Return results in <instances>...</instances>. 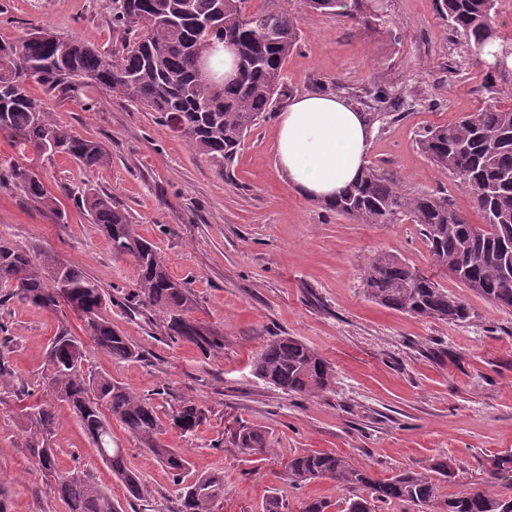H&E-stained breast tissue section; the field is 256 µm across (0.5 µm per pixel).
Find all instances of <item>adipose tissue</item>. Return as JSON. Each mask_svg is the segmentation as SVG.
Returning a JSON list of instances; mask_svg holds the SVG:
<instances>
[{"instance_id": "obj_1", "label": "adipose tissue", "mask_w": 512, "mask_h": 512, "mask_svg": "<svg viewBox=\"0 0 512 512\" xmlns=\"http://www.w3.org/2000/svg\"><path fill=\"white\" fill-rule=\"evenodd\" d=\"M277 162L306 198L329 200L353 182L365 166L370 128L348 99L311 93L280 113Z\"/></svg>"}]
</instances>
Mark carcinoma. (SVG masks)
<instances>
[{"mask_svg":"<svg viewBox=\"0 0 512 512\" xmlns=\"http://www.w3.org/2000/svg\"><path fill=\"white\" fill-rule=\"evenodd\" d=\"M112 28L122 34L110 51L64 36L50 26H35L14 43H0V133L14 139L21 154L64 155L85 169L109 166L111 158L99 142L84 138L52 118L31 96L34 83L47 92L77 94L95 87L155 112L158 119L219 168L230 165L249 133L273 111L282 85L283 66L299 38L297 18L285 0H111ZM448 31L462 48V64L480 67V88L488 103L455 123L424 132L419 148L437 169L452 175L469 192L484 223L471 224L432 192H409L379 170L366 166L358 179L322 206L359 224L420 226L433 265L503 310H512V278L502 258L512 254V38L499 29L500 0H437ZM307 8L366 24L384 13L377 0H304ZM233 38L245 66L240 76L225 81L206 78L193 46L224 44ZM374 111L364 114L368 125L389 116L390 93L372 94ZM4 176L33 202L56 205L41 176L23 162H14ZM78 204L92 223L112 241V252L131 260L137 271L132 297L166 317L172 335L202 350L220 344L193 323V299L185 283L173 278L157 247L144 238L130 213L112 195L87 189ZM364 289L379 305L402 313L445 322L470 318L466 302L434 279L390 254H378L364 269ZM0 288L47 311L66 303L79 314L89 339L114 359L139 356L133 340L112 328L103 312L100 286L78 266L52 254L35 260L22 247L0 239ZM80 340L63 328L52 340L44 383L50 400L25 414L27 451L34 463L53 478L52 493L67 512H119L110 491L79 471L61 472L50 438L57 424L56 403L67 404L92 439L102 462L122 482L128 495L141 500L148 493L139 475L128 468L122 449L112 447V424L145 446L170 472L191 471L184 450L171 448L163 436L173 428L197 431L204 412L185 402L162 420L151 399L129 392L101 376L88 379L83 363L68 360V348ZM255 375L286 393L319 394L331 385L333 369L319 353L293 338L264 345L253 362ZM235 445L244 453L268 451L265 433L240 428ZM456 461L433 457L422 470L408 468L384 480L348 456L314 451L288 460V482L302 486L330 480L343 491L359 488L370 497L344 499L340 512H375V503L399 501L427 512L438 499L440 485L455 477ZM486 483L512 484V454L486 459ZM223 476L196 475L179 489L174 512H214L222 496ZM446 512H512V499L486 488L466 489L444 501Z\"/></svg>","mask_w":512,"mask_h":512,"instance_id":"obj_1","label":"carcinoma"}]
</instances>
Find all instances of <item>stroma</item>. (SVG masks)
I'll use <instances>...</instances> for the list:
<instances>
[{
    "instance_id": "35a3bbf8",
    "label": "stroma",
    "mask_w": 512,
    "mask_h": 512,
    "mask_svg": "<svg viewBox=\"0 0 512 512\" xmlns=\"http://www.w3.org/2000/svg\"><path fill=\"white\" fill-rule=\"evenodd\" d=\"M300 38L283 68L275 115L253 130L223 173L146 111L98 90L92 106L32 86L52 117L110 152L109 166L91 172L67 158L19 155L0 135V173L23 159L59 199L39 208L0 184V236L34 257L50 253L75 263L108 297L105 314L137 344L140 356L120 361L85 340L68 306L38 309L20 297L0 303V352L10 375L0 377V482L11 512H66L26 450L23 413L46 397L47 350L61 329L83 338L87 375H105L151 398L168 413L181 401L205 412L188 436L170 431L168 445L185 449L194 472L224 477L218 512H262L279 497L283 512H301L311 497L345 493L329 481L293 488L289 459L311 451L352 457L378 479L419 469L441 455L456 460L440 500L483 486L489 456L512 452V312L465 288L431 263L418 225L359 224L327 211L288 184L276 159V115L291 99L331 92L355 105L377 88L396 108L375 123L366 163L411 192L447 195L470 223H481L472 196L434 167L417 140L428 129L483 107L475 68L454 69L461 49L435 0H387L386 23L357 25L289 0ZM38 24L111 49L121 35L107 0H0V42H14ZM111 194L139 233L165 256L170 273L189 288V318L222 340L207 351L170 336L162 314L129 294L136 270L116 258L108 237L79 207L87 188ZM397 256L469 305L464 323H445L376 304L363 288L367 259ZM291 337L331 364L333 382L318 396L289 395L258 379L251 367L268 340ZM262 429L269 450L241 453L239 427ZM112 437L148 488L129 497L101 461L68 407H60L51 439L61 470L80 469L106 486L122 512H172L178 487L172 474L120 424Z\"/></svg>"
}]
</instances>
